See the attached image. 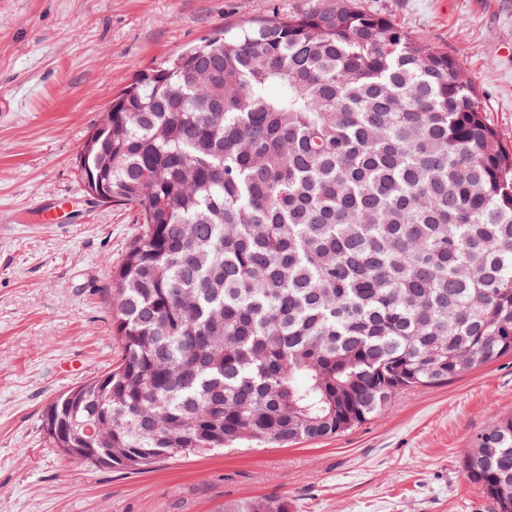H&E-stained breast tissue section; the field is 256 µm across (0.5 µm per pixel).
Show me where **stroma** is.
<instances>
[{
    "label": "stroma",
    "instance_id": "1",
    "mask_svg": "<svg viewBox=\"0 0 512 512\" xmlns=\"http://www.w3.org/2000/svg\"><path fill=\"white\" fill-rule=\"evenodd\" d=\"M302 0H0V512H218L284 495L294 512H488L463 450L512 415V356L399 392L341 434L240 444L134 473L63 459L42 429L58 396L105 371L112 271L135 208L92 200L82 143L145 69L216 29ZM465 64L512 149V0H359ZM67 203L59 224L39 205Z\"/></svg>",
    "mask_w": 512,
    "mask_h": 512
}]
</instances>
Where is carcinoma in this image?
Returning a JSON list of instances; mask_svg holds the SVG:
<instances>
[{"label": "carcinoma", "instance_id": "obj_1", "mask_svg": "<svg viewBox=\"0 0 512 512\" xmlns=\"http://www.w3.org/2000/svg\"><path fill=\"white\" fill-rule=\"evenodd\" d=\"M464 73L354 0H304L139 74L79 154L141 216L118 359L46 408L49 444L142 471L315 442L512 354V152ZM463 469L512 512L511 416Z\"/></svg>", "mask_w": 512, "mask_h": 512}]
</instances>
